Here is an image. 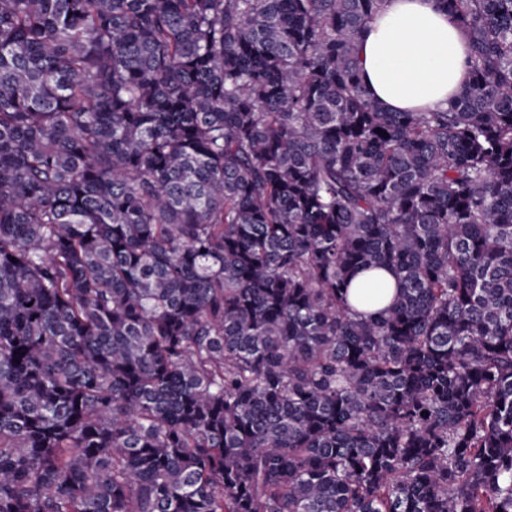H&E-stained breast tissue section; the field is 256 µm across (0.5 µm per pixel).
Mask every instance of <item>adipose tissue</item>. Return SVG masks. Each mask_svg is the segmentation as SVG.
<instances>
[{
	"mask_svg": "<svg viewBox=\"0 0 512 512\" xmlns=\"http://www.w3.org/2000/svg\"><path fill=\"white\" fill-rule=\"evenodd\" d=\"M358 49L366 85L391 111L435 106L468 80L466 37L435 0H388Z\"/></svg>",
	"mask_w": 512,
	"mask_h": 512,
	"instance_id": "ef3b65f1",
	"label": "adipose tissue"
}]
</instances>
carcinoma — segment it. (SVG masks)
<instances>
[{
  "label": "carcinoma",
  "mask_w": 512,
  "mask_h": 512,
  "mask_svg": "<svg viewBox=\"0 0 512 512\" xmlns=\"http://www.w3.org/2000/svg\"><path fill=\"white\" fill-rule=\"evenodd\" d=\"M386 2L0 0V512H512V0ZM366 85L390 111L433 107L468 81V45L434 0H389L359 42Z\"/></svg>",
  "instance_id": "1"
}]
</instances>
